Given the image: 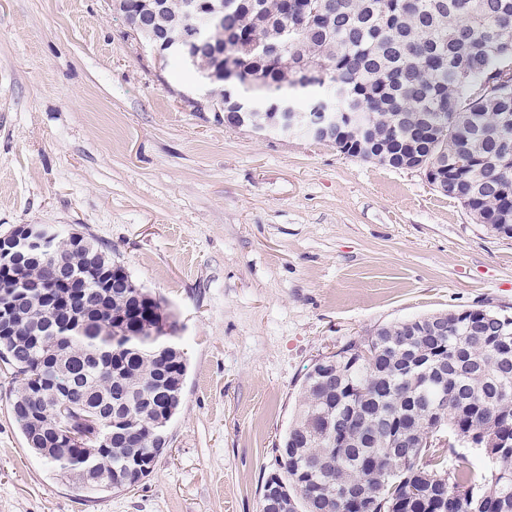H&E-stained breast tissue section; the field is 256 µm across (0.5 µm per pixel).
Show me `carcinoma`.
Here are the masks:
<instances>
[{
  "label": "carcinoma",
  "mask_w": 512,
  "mask_h": 512,
  "mask_svg": "<svg viewBox=\"0 0 512 512\" xmlns=\"http://www.w3.org/2000/svg\"><path fill=\"white\" fill-rule=\"evenodd\" d=\"M193 0H162L168 26ZM215 40L238 45L236 66L262 75L261 110L305 94L301 112H361L328 143L364 161L398 167L439 153L430 173L494 234L512 226V0H244ZM143 0H118L128 25ZM187 67L221 71L206 47ZM334 82L345 99L324 97ZM67 277L92 296L103 274H123L101 318L76 336L57 321L83 314L82 298L45 283L47 258L25 257L0 276V310L17 329L0 335V361L21 377L11 412L27 448L88 494L130 488L166 445L188 373L178 325L164 300L136 284L95 238L65 244ZM52 295L70 311L45 307ZM392 322L313 364L297 413L265 483L281 512H512V317L482 308ZM72 404L84 448L51 431L55 404ZM478 451L475 468L455 444Z\"/></svg>",
  "instance_id": "cac0c4a2"
}]
</instances>
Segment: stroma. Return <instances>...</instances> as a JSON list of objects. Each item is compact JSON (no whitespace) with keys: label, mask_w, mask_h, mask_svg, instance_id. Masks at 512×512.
<instances>
[{"label":"stroma","mask_w":512,"mask_h":512,"mask_svg":"<svg viewBox=\"0 0 512 512\" xmlns=\"http://www.w3.org/2000/svg\"><path fill=\"white\" fill-rule=\"evenodd\" d=\"M112 0H0V233L93 235L162 296L189 362L134 488L86 496L29 448L0 363V512H261L315 359L387 323L512 315V238L424 173L225 126Z\"/></svg>","instance_id":"1"}]
</instances>
